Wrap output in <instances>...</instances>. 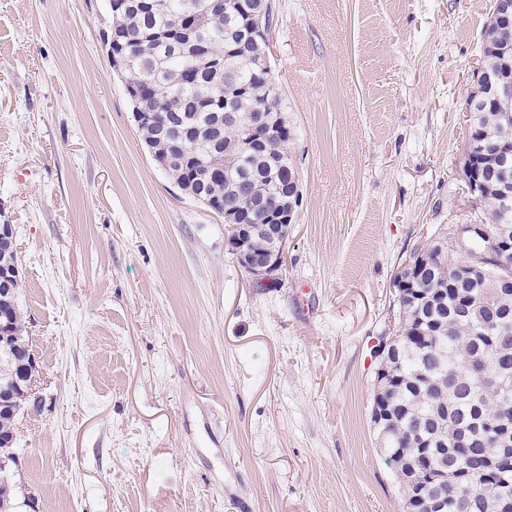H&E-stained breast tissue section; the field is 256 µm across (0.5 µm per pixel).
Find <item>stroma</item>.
<instances>
[{"label": "stroma", "instance_id": "1", "mask_svg": "<svg viewBox=\"0 0 512 512\" xmlns=\"http://www.w3.org/2000/svg\"><path fill=\"white\" fill-rule=\"evenodd\" d=\"M490 0H275L302 204L278 287L139 138L106 0H0V224L38 407L32 512H404L370 419L373 346L458 192Z\"/></svg>", "mask_w": 512, "mask_h": 512}]
</instances>
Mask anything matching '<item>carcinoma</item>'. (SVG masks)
Masks as SVG:
<instances>
[{
  "label": "carcinoma",
  "instance_id": "carcinoma-1",
  "mask_svg": "<svg viewBox=\"0 0 512 512\" xmlns=\"http://www.w3.org/2000/svg\"><path fill=\"white\" fill-rule=\"evenodd\" d=\"M116 50L132 62L144 81L138 84L139 109L133 111L142 141L153 135L152 121L172 109L187 114L197 136L181 139V120L172 116L167 134L185 151L180 161L167 169L181 186L204 185V192L218 206H233L240 193L249 192L258 202L248 214L251 224L269 223L268 206L287 187L290 169L288 142L291 133L265 137L253 124L256 108L271 99L267 75L254 70L247 58L225 68L231 56L229 35L244 23L241 15L208 13L190 17L183 4L188 0H162L160 10L144 0H131ZM198 31L196 45L189 48L180 31ZM484 63L497 93H477L468 98L472 139L477 162L493 184L472 197L473 224L484 226L483 236L470 241L468 249L448 246L433 253L432 268L419 284L422 298L444 293L439 306L425 304L414 310L398 303L396 344L400 362L388 367L389 389H378L382 398L397 408V418L387 429L377 428L386 460L397 465L396 456L411 448L421 434L429 441L420 462H444L450 480L442 512H512V459H502L496 432L481 428L483 418L500 427L512 428V389L498 385L499 372H512V273L491 255L504 231L512 232V153L499 151L498 143L512 140V80L500 79L502 41L484 27ZM230 108L242 122L225 126L216 154L211 150L215 113ZM237 141L242 151L230 168L224 167V144ZM11 292L0 293V317L12 325L8 351L0 349V378L25 370V356H15L30 347L18 306L21 277L9 281Z\"/></svg>",
  "mask_w": 512,
  "mask_h": 512
}]
</instances>
